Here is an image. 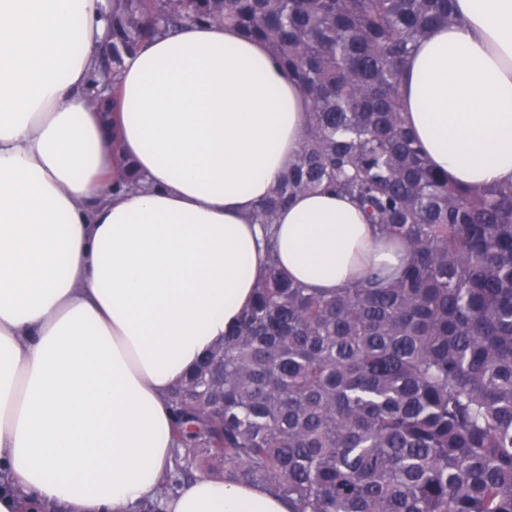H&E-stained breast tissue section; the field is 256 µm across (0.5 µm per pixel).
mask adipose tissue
Listing matches in <instances>:
<instances>
[{
    "label": "adipose tissue",
    "instance_id": "1",
    "mask_svg": "<svg viewBox=\"0 0 512 512\" xmlns=\"http://www.w3.org/2000/svg\"><path fill=\"white\" fill-rule=\"evenodd\" d=\"M455 10L408 63L403 118L450 181L509 183L512 0ZM108 13L0 0V512H289L202 476L167 493L168 395L253 300L252 215L300 151L309 102L264 42L204 24L125 56L102 108ZM121 158L150 191L113 193ZM276 246L325 295L410 260L323 191L279 212Z\"/></svg>",
    "mask_w": 512,
    "mask_h": 512
}]
</instances>
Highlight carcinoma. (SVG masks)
I'll list each match as a JSON object with an SVG mask.
<instances>
[{
	"label": "carcinoma",
	"mask_w": 512,
	"mask_h": 512,
	"mask_svg": "<svg viewBox=\"0 0 512 512\" xmlns=\"http://www.w3.org/2000/svg\"><path fill=\"white\" fill-rule=\"evenodd\" d=\"M265 42L310 102L305 143L253 215L255 300L171 392L194 472L261 485L291 512H512V183L434 171L404 125L405 64L452 0H112V72L170 28ZM320 189L411 249L332 295L293 281L278 211Z\"/></svg>",
	"instance_id": "cac0c4a2"
}]
</instances>
